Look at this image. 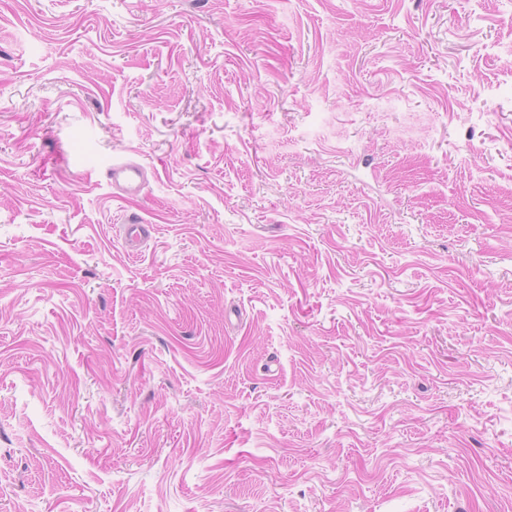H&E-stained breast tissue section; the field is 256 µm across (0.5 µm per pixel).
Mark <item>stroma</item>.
Wrapping results in <instances>:
<instances>
[{"instance_id": "1", "label": "stroma", "mask_w": 512, "mask_h": 512, "mask_svg": "<svg viewBox=\"0 0 512 512\" xmlns=\"http://www.w3.org/2000/svg\"><path fill=\"white\" fill-rule=\"evenodd\" d=\"M0 512H512V0H0ZM112 185L126 195L139 194L143 189L142 169L133 164H115L108 173Z\"/></svg>"}]
</instances>
